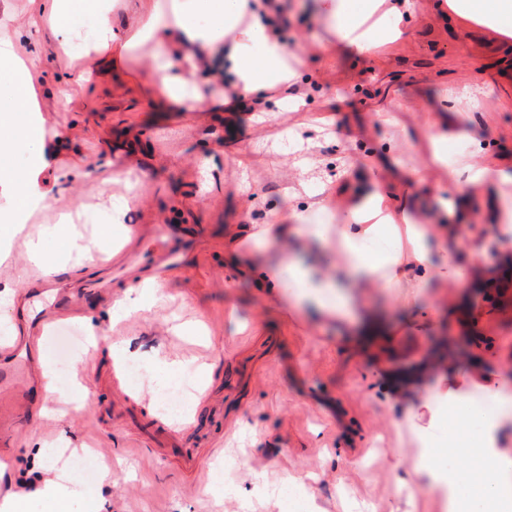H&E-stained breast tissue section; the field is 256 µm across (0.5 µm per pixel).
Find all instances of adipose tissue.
Wrapping results in <instances>:
<instances>
[{
	"label": "adipose tissue",
	"instance_id": "adipose-tissue-1",
	"mask_svg": "<svg viewBox=\"0 0 512 512\" xmlns=\"http://www.w3.org/2000/svg\"><path fill=\"white\" fill-rule=\"evenodd\" d=\"M37 7L18 21L12 34L0 37V80L10 83V112L0 118L16 138L30 141L32 151L27 167L18 174L9 166L10 152L0 147V174L15 199L9 214H0V223L22 227L47 202L50 184L63 178L56 167L62 129L46 130L39 116L42 89L30 80L44 50L69 58L72 75L61 88L65 100L89 81L93 67L116 73L121 71L132 49L149 44L155 49L150 69L159 92L167 103L189 112L214 111L216 101L195 96L198 62L225 58L232 64L237 85L256 106H264L271 92L285 98L299 93L300 78L288 66V45L276 36L268 23L275 13L269 0H172L161 5L153 0H128L124 15L113 11L112 0H37ZM324 13L338 39L358 53L371 54L381 43L397 40L399 26H383L375 15L381 7L401 16L412 14L417 0H322ZM458 11L479 24L496 23L503 35L512 37V0H458ZM91 21L93 36L82 51H75L74 40L84 21ZM467 192L459 196V206L437 211V223L455 225L465 219L464 201L479 194L491 196L492 209L498 212L497 224L502 239L512 238V197L495 195L494 187L512 182V174L490 171L478 164L468 165ZM380 190L365 193L337 225L341 244L348 256L346 265L329 277L316 268L296 260L288 263H263L258 267L261 281L275 285L282 278L296 280L300 290L296 305L315 306L324 314L351 317L355 310L352 288L375 282L406 288L418 293L432 277H448L451 266H433L432 248L435 225L409 222L417 196L401 200L404 225H392L382 212ZM392 235L406 233L408 246L392 252L371 253L365 248L382 225ZM290 232L308 239L312 246L330 245L328 226L293 224ZM425 405L434 417H447L457 432L478 430L479 439L469 452L467 468L443 466L440 454L428 450L433 429L417 432L426 448L414 464L430 489L448 500V512H512V454L500 446L502 430L512 424V392L502 383L476 371L468 375L464 388L444 384L431 387Z\"/></svg>",
	"mask_w": 512,
	"mask_h": 512
}]
</instances>
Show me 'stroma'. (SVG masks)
Returning <instances> with one entry per match:
<instances>
[{"mask_svg":"<svg viewBox=\"0 0 512 512\" xmlns=\"http://www.w3.org/2000/svg\"><path fill=\"white\" fill-rule=\"evenodd\" d=\"M303 2L281 19L297 50L299 107L275 94L263 113L246 100L233 111H155L147 46L66 106L56 90L67 58L32 72L48 89L43 122L66 129L60 159L74 169L34 227L47 237L49 261L67 255L47 235L57 213L86 205L110 224L113 198L126 203L106 249L91 250L79 273L45 282L34 278L21 237L0 223L9 246L0 257V341L32 350L17 373L0 363V380H13L0 392V461L13 466L0 498L20 494L31 476L62 474L83 492L66 512H241L212 489H248L260 473L273 485L297 482L308 512H443L441 496L413 471L420 444L406 418L437 378L425 363L445 348L458 374L477 357L512 385V282L475 286L464 253H433V265L453 262L454 273L417 297L380 284L356 289L374 315L362 335L296 310L292 281L260 288L248 270L293 258L332 275L338 245L322 252L283 235L255 256L250 235L292 224L296 211L308 224L339 223L389 153L424 169L413 219L428 223L460 187L429 158L430 126L457 112L453 91L463 83L483 90L470 122L477 140L445 141L444 154L453 161L478 146L484 165L512 172V38L442 0H420L401 23L404 36L366 56L337 39L317 0ZM299 154L317 162L301 182L292 168ZM464 234L490 248L488 270L512 263L483 197H474ZM152 277L165 300L141 294V312L117 317V296ZM77 331L97 334L99 346L71 358L48 392L43 368L60 338ZM112 343L143 367L140 382L124 379ZM166 362L193 374L182 422L159 405ZM73 448L88 449L94 476L69 467L63 452Z\"/></svg>","mask_w":512,"mask_h":512,"instance_id":"stroma-1","label":"stroma"}]
</instances>
